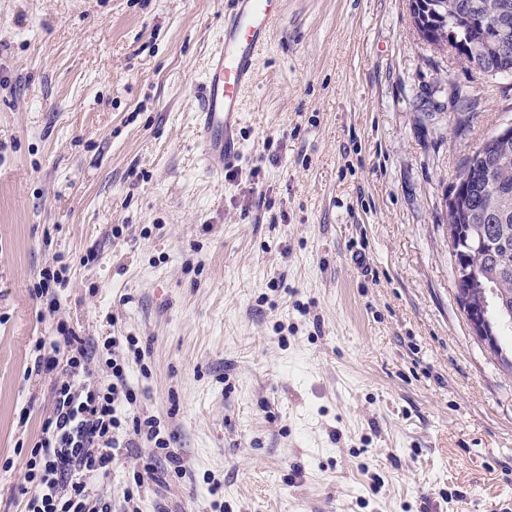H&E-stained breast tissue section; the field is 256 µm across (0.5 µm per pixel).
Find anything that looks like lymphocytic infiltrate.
<instances>
[{
  "mask_svg": "<svg viewBox=\"0 0 512 512\" xmlns=\"http://www.w3.org/2000/svg\"><path fill=\"white\" fill-rule=\"evenodd\" d=\"M111 380L105 388H91L86 378L94 349L65 325L56 336L36 340L33 368L59 371L53 413L45 421L39 441L26 462L25 480L31 495L26 512H112L111 503L93 497L92 478L108 474L113 463L136 447L139 439L163 450L165 469L146 458L138 482L165 484L167 473L181 474L182 461L169 441L161 439L153 419L134 416L137 394L127 382L130 360H141L135 337H112ZM66 361H59L60 352Z\"/></svg>",
  "mask_w": 512,
  "mask_h": 512,
  "instance_id": "1",
  "label": "lymphocytic infiltrate"
}]
</instances>
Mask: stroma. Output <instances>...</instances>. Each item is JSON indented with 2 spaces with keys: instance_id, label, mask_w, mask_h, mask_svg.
I'll list each match as a JSON object with an SVG mask.
<instances>
[{
  "instance_id": "35a3bbf8",
  "label": "stroma",
  "mask_w": 512,
  "mask_h": 512,
  "mask_svg": "<svg viewBox=\"0 0 512 512\" xmlns=\"http://www.w3.org/2000/svg\"><path fill=\"white\" fill-rule=\"evenodd\" d=\"M230 0H0V512L53 411L33 345L133 336L187 470L141 512H512V373L456 297L448 195L512 76L427 45L411 0H284L243 158L198 160ZM95 249V264L81 258ZM62 262L58 312L34 296Z\"/></svg>"
}]
</instances>
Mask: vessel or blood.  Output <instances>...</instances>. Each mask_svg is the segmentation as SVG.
Returning <instances> with one entry per match:
<instances>
[{"label":"vessel or blood","instance_id":"vessel-or-blood-1","mask_svg":"<svg viewBox=\"0 0 512 512\" xmlns=\"http://www.w3.org/2000/svg\"><path fill=\"white\" fill-rule=\"evenodd\" d=\"M282 6L283 0H233L224 15V35L194 98L200 159L210 173H221L242 157L243 94L254 80L258 55Z\"/></svg>","mask_w":512,"mask_h":512}]
</instances>
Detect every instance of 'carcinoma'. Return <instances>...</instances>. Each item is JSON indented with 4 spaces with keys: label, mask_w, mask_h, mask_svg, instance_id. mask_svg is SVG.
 Wrapping results in <instances>:
<instances>
[{
    "label": "carcinoma",
    "mask_w": 512,
    "mask_h": 512,
    "mask_svg": "<svg viewBox=\"0 0 512 512\" xmlns=\"http://www.w3.org/2000/svg\"><path fill=\"white\" fill-rule=\"evenodd\" d=\"M418 13L433 21L441 16L438 31L455 42L457 57L470 68L488 75L512 76V47L500 54L481 51L473 31L459 26L465 16L480 15L488 26L512 41V0H422ZM455 186L468 222L448 210V231L461 230L467 246L461 264L483 278H492L501 301L512 306V139L490 137L468 158Z\"/></svg>",
    "instance_id": "cac0c4a2"
}]
</instances>
